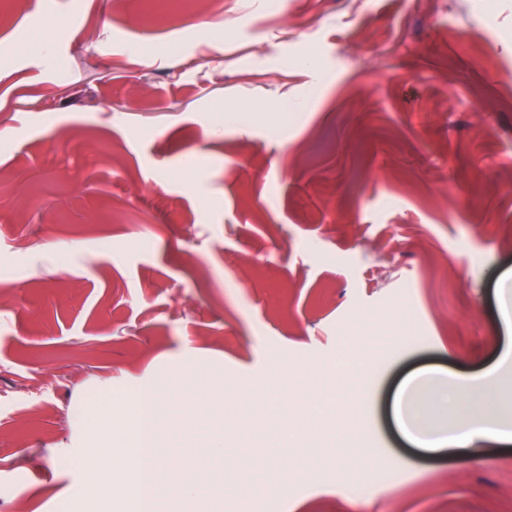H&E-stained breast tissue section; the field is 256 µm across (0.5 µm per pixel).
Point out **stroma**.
<instances>
[{
    "label": "stroma",
    "instance_id": "1",
    "mask_svg": "<svg viewBox=\"0 0 512 512\" xmlns=\"http://www.w3.org/2000/svg\"><path fill=\"white\" fill-rule=\"evenodd\" d=\"M508 273L512 0H223L163 26L125 0H28L0 21V512H59L83 481L50 454L73 402L193 347L199 379L245 392L224 408L243 457L285 443L278 401L312 397L306 462L246 512H512V446L421 451L395 414L410 375L512 347ZM211 421L174 456L207 469ZM331 441L373 459L345 480Z\"/></svg>",
    "mask_w": 512,
    "mask_h": 512
}]
</instances>
